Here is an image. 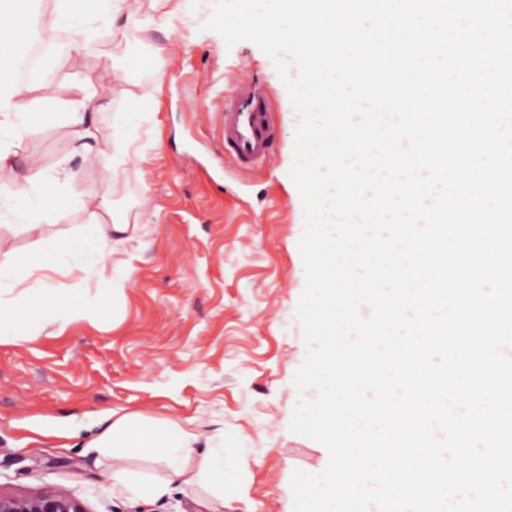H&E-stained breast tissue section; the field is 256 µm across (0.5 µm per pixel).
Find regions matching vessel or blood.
Listing matches in <instances>:
<instances>
[{
    "instance_id": "vessel-or-blood-1",
    "label": "vessel or blood",
    "mask_w": 512,
    "mask_h": 512,
    "mask_svg": "<svg viewBox=\"0 0 512 512\" xmlns=\"http://www.w3.org/2000/svg\"><path fill=\"white\" fill-rule=\"evenodd\" d=\"M224 149L243 171L260 167L273 141L271 101L257 84L234 85L224 98Z\"/></svg>"
}]
</instances>
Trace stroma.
Wrapping results in <instances>:
<instances>
[{"label":"stroma","instance_id":"1","mask_svg":"<svg viewBox=\"0 0 512 512\" xmlns=\"http://www.w3.org/2000/svg\"><path fill=\"white\" fill-rule=\"evenodd\" d=\"M211 0H143L142 17L120 32L85 35L61 79L20 104L29 127L13 144V171L0 172V205L22 189L60 198L49 217L0 222V249L41 252L77 236L100 215L86 193L107 198L138 225L134 240L82 271L67 259L55 273L90 318L51 325L28 342L0 340V490L53 486L91 512H293L294 470L320 467L321 443L289 429L305 355L296 317L305 286L298 237L303 204L289 175L292 103L271 59L253 42L227 46L205 29ZM125 80L132 97L91 101L93 138L79 150L58 117L85 81ZM253 79L274 111L267 164L238 170L224 151V94ZM140 107L138 124L114 136L113 113ZM112 155L122 172L110 191L96 160ZM45 170L70 159L71 185L33 184L27 161ZM220 182H212V173ZM131 414L151 429L176 421L199 437L186 462L223 455L224 488L173 483L149 500L113 488L106 472L132 481L164 478L166 464L130 448L98 453L88 443L108 416Z\"/></svg>","mask_w":512,"mask_h":512}]
</instances>
